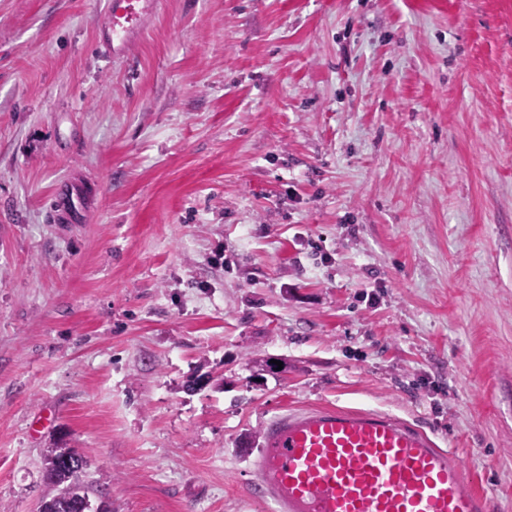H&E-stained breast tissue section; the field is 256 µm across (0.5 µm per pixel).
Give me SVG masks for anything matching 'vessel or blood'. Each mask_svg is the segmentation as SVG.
Listing matches in <instances>:
<instances>
[{
  "label": "vessel or blood",
  "instance_id": "1",
  "mask_svg": "<svg viewBox=\"0 0 512 512\" xmlns=\"http://www.w3.org/2000/svg\"><path fill=\"white\" fill-rule=\"evenodd\" d=\"M157 0H103L100 51L123 55ZM96 190L60 186L52 217L70 221L90 207ZM257 489L272 512H487L488 502L467 476L456 449L392 413L314 407L290 410L262 424L254 460Z\"/></svg>",
  "mask_w": 512,
  "mask_h": 512
}]
</instances>
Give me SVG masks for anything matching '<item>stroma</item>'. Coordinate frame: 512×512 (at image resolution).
I'll return each instance as SVG.
<instances>
[{
    "label": "stroma",
    "mask_w": 512,
    "mask_h": 512,
    "mask_svg": "<svg viewBox=\"0 0 512 512\" xmlns=\"http://www.w3.org/2000/svg\"><path fill=\"white\" fill-rule=\"evenodd\" d=\"M100 2L0 0V512L53 444L112 512H268L244 451L321 405L512 512V0H159L125 58ZM96 190L85 182L60 186L51 199L52 217L57 222H69L81 207H90L95 199Z\"/></svg>",
    "instance_id": "obj_1"
}]
</instances>
